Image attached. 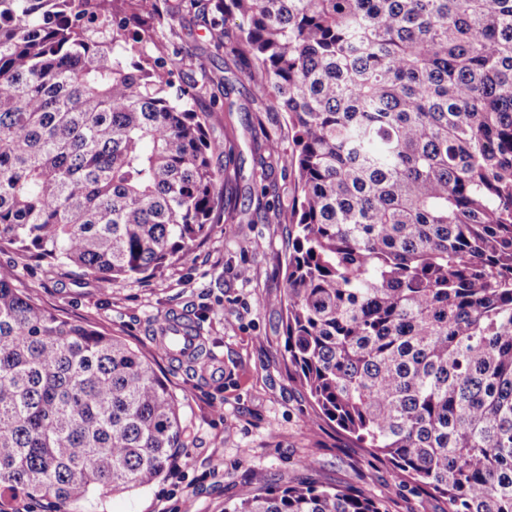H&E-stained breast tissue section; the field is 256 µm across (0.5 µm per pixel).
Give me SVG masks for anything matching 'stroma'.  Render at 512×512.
Listing matches in <instances>:
<instances>
[{
	"label": "stroma",
	"mask_w": 512,
	"mask_h": 512,
	"mask_svg": "<svg viewBox=\"0 0 512 512\" xmlns=\"http://www.w3.org/2000/svg\"><path fill=\"white\" fill-rule=\"evenodd\" d=\"M193 34L177 44L193 59L188 80L208 71L205 97L214 103L208 135L233 133L241 174L230 191L236 203L228 223L213 225L191 260L163 274L117 280L111 290L82 270L53 260H34L0 249V269L20 290L60 318L92 324L121 337L152 360L176 396L186 424L185 446L164 474L133 493L79 503L75 512H223L252 470L266 471L274 486L310 483L354 488L383 499L389 512H448L445 498L406 484L386 459L372 455L336 424L306 428L312 403L288 370L279 299L285 288L287 227L274 202L296 196L295 168H275L257 181L252 137L262 127L292 155L285 113L257 111L252 80L229 50L218 51L200 19L187 20ZM248 276H241V269ZM184 312L205 344L194 360L170 359L155 341L158 317ZM311 470L298 466L301 458Z\"/></svg>",
	"instance_id": "stroma-1"
}]
</instances>
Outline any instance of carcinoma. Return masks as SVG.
Instances as JSON below:
<instances>
[{
  "mask_svg": "<svg viewBox=\"0 0 512 512\" xmlns=\"http://www.w3.org/2000/svg\"><path fill=\"white\" fill-rule=\"evenodd\" d=\"M0 0V246L104 288L188 260L231 209L211 82L173 76L183 15L284 112L301 194L285 336L315 416L448 512H512V0ZM260 176L281 163L253 139ZM224 156V167L213 158ZM184 421L143 353L0 273V497L58 512L151 485ZM224 512H388L272 487Z\"/></svg>",
  "mask_w": 512,
  "mask_h": 512,
  "instance_id": "carcinoma-1",
  "label": "carcinoma"
}]
</instances>
